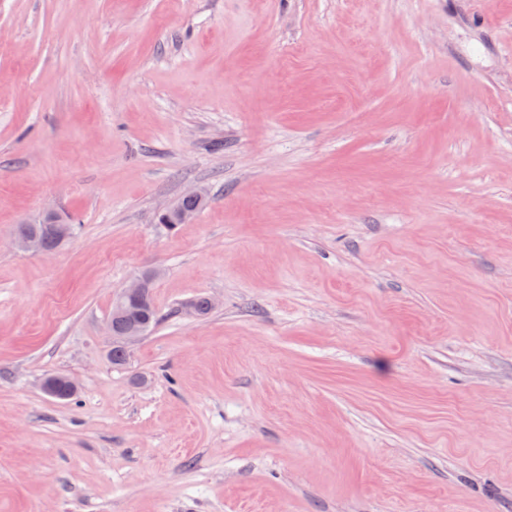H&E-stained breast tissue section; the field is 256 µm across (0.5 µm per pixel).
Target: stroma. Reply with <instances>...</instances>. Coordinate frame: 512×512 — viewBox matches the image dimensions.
I'll use <instances>...</instances> for the list:
<instances>
[{"instance_id":"1","label":"stroma","mask_w":512,"mask_h":512,"mask_svg":"<svg viewBox=\"0 0 512 512\" xmlns=\"http://www.w3.org/2000/svg\"><path fill=\"white\" fill-rule=\"evenodd\" d=\"M0 512H512V0H0ZM203 191H197L191 194L192 197H199L203 195ZM192 197L184 198L179 205L172 210L168 211L162 217V224H182L181 215L187 212H197L206 204V197L197 199ZM34 223L18 225L16 233L36 237L40 246L39 251H51L63 242L55 234L49 232L46 225L49 224L50 228L60 238L65 239L70 231L67 223H71V221L69 218L61 216V220L58 222L39 219ZM34 237L15 235L14 240L19 248L26 251H36L38 245ZM155 277L156 272H150V278H146L144 275L139 276L126 285L121 290L118 298L113 302V314L111 313L110 316L112 321L109 320L107 324L108 330L112 334V349L122 351L125 356H127L129 344L143 337V330L141 328H133L123 336L114 335H121L131 323L141 326L145 333L150 332L159 322L158 312L152 300L150 306L142 305L139 302H129L127 304V317L125 318H114L113 315L122 313L128 300H143L146 297V288L150 287V283ZM112 325L115 328V334ZM124 355L112 351L111 359L113 364L120 365L124 363Z\"/></svg>"}]
</instances>
